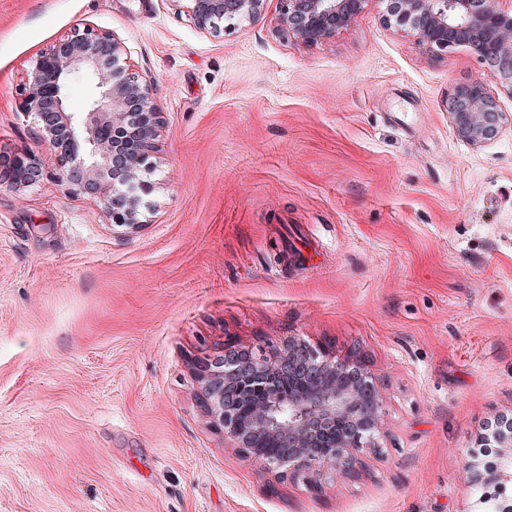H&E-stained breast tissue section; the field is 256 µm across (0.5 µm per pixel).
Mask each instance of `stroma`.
<instances>
[{
    "label": "stroma",
    "instance_id": "obj_1",
    "mask_svg": "<svg viewBox=\"0 0 512 512\" xmlns=\"http://www.w3.org/2000/svg\"><path fill=\"white\" fill-rule=\"evenodd\" d=\"M302 45L277 2L234 33L171 0H0V151L40 52L111 31L163 113L146 225L53 181L0 186V512H471L468 452L512 413V127L448 119L480 76L381 21ZM304 340L383 399L355 472L279 478L224 442L196 359Z\"/></svg>",
    "mask_w": 512,
    "mask_h": 512
}]
</instances>
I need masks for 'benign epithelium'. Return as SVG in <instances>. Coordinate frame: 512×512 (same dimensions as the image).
I'll return each instance as SVG.
<instances>
[{"label": "benign epithelium", "instance_id": "obj_1", "mask_svg": "<svg viewBox=\"0 0 512 512\" xmlns=\"http://www.w3.org/2000/svg\"><path fill=\"white\" fill-rule=\"evenodd\" d=\"M202 31L230 33L260 17L267 0H172ZM369 0H277V25L289 39L313 45L355 25ZM383 24L435 55L465 45L487 64L482 76L455 87L448 118L473 147L494 141L512 113V8L504 0H376ZM78 71L93 75L85 111L66 103V84ZM21 109L33 119L38 142L55 154L57 179L102 203L126 234L142 228L154 190L152 161L162 112L150 83L140 79L112 32L87 25L61 37L26 73ZM13 173L1 185L15 190L44 181L28 150L11 154ZM201 399L213 425L244 457L282 477L323 468L349 471L379 448L382 399L376 377L362 359L332 360L299 340L268 353L230 345L224 355L196 360ZM281 452L268 457L261 445ZM470 452L469 483L476 512H512V418H503Z\"/></svg>", "mask_w": 512, "mask_h": 512}]
</instances>
